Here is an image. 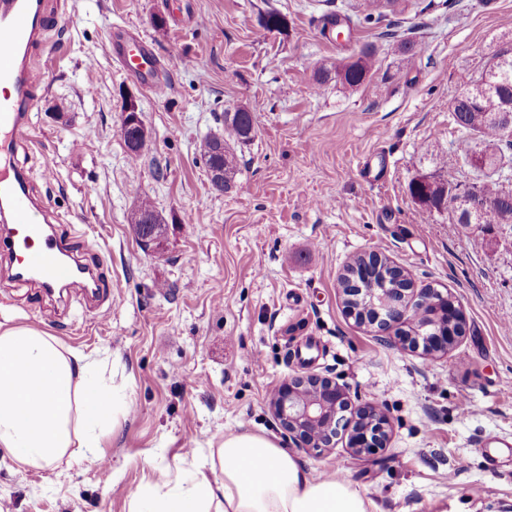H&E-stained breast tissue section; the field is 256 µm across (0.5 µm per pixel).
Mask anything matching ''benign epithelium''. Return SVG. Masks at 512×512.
<instances>
[{
    "label": "benign epithelium",
    "instance_id": "obj_1",
    "mask_svg": "<svg viewBox=\"0 0 512 512\" xmlns=\"http://www.w3.org/2000/svg\"><path fill=\"white\" fill-rule=\"evenodd\" d=\"M140 119L138 105L132 98L125 101L121 132L125 133ZM457 203L471 211L479 212L494 205L484 196L481 185L455 187ZM366 260L374 266L394 270L397 280L405 279V271L392 264L378 252H370ZM350 287L343 289L348 314L355 321L369 323L385 333L407 319L408 301L414 305L427 304L434 288H367L358 275L349 276ZM448 299V332L443 336H430L424 329L416 328L410 335L399 334L398 339L415 348L424 343L433 353H448L466 332L465 314L453 300ZM270 407L295 447L305 451L320 452L334 444L337 431L346 421L348 399L344 387L335 380L318 374L296 375L282 382L270 399ZM388 421L380 410L370 404L355 413L352 423L350 446L357 456L371 455L386 444Z\"/></svg>",
    "mask_w": 512,
    "mask_h": 512
}]
</instances>
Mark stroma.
<instances>
[{
	"label": "stroma",
	"mask_w": 512,
	"mask_h": 512,
	"mask_svg": "<svg viewBox=\"0 0 512 512\" xmlns=\"http://www.w3.org/2000/svg\"><path fill=\"white\" fill-rule=\"evenodd\" d=\"M64 2L41 51L49 85L32 142L14 163L103 266L112 313L96 322L75 294L40 297L2 261L0 323L98 359L124 408L102 440L108 478L89 462L21 469L0 449V504L130 512L132 493L167 490L181 473L220 485L211 451L249 432L312 476L350 481L374 512H512V224L464 226L449 211L419 223L408 192L420 173L473 179L452 104L512 41V0H433L386 26L357 22L361 0ZM270 12L284 29L264 27ZM326 13L352 16L349 33L323 37ZM118 28L152 43L156 89L107 53ZM405 38L418 45L412 65ZM367 45L360 86L316 82ZM128 95L150 132L135 162L120 131ZM240 106L257 134L238 151L235 188L219 194L198 147ZM366 157L381 168L370 184L357 168ZM144 195L166 220L148 250L130 224ZM371 250L460 301L466 333L447 355L382 341L346 314L339 276ZM300 372L336 378L352 406L375 403L390 421L386 448L358 459L342 435L320 453L296 450L269 399Z\"/></svg>",
	"instance_id": "obj_1"
}]
</instances>
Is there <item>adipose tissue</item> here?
<instances>
[{"label":"adipose tissue","mask_w":512,"mask_h":512,"mask_svg":"<svg viewBox=\"0 0 512 512\" xmlns=\"http://www.w3.org/2000/svg\"><path fill=\"white\" fill-rule=\"evenodd\" d=\"M95 368L91 356L38 327L0 325V447L19 466L100 457V410L116 402ZM211 464L224 474L221 488L200 471L181 475L165 492L133 493L131 512H373V502L349 483L311 477L294 455L260 435H225Z\"/></svg>","instance_id":"obj_1"}]
</instances>
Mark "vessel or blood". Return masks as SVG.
Listing matches in <instances>:
<instances>
[{
  "instance_id": "1",
  "label": "vessel or blood",
  "mask_w": 512,
  "mask_h": 512,
  "mask_svg": "<svg viewBox=\"0 0 512 512\" xmlns=\"http://www.w3.org/2000/svg\"><path fill=\"white\" fill-rule=\"evenodd\" d=\"M62 8L58 0H0V155L9 156L32 140L29 116L45 88L48 72L38 50ZM108 50L124 69L152 81L159 65L145 39H109ZM73 236L50 220L39 219L25 172L0 170V251L20 279L35 278L45 294L77 280L97 282L102 273L69 258Z\"/></svg>"
}]
</instances>
